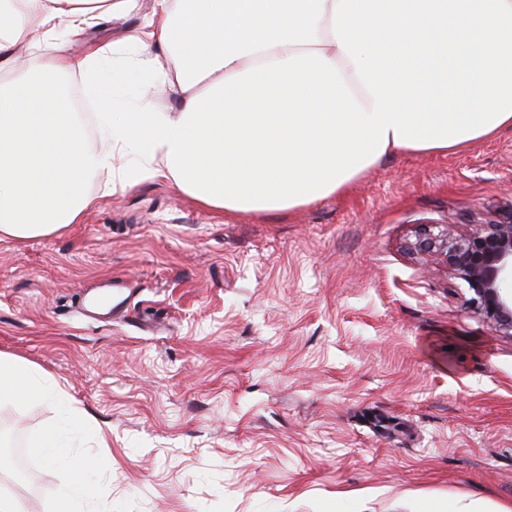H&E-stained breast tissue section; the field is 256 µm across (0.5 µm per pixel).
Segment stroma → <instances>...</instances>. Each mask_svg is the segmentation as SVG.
Instances as JSON below:
<instances>
[{"label":"stroma","mask_w":512,"mask_h":512,"mask_svg":"<svg viewBox=\"0 0 512 512\" xmlns=\"http://www.w3.org/2000/svg\"><path fill=\"white\" fill-rule=\"evenodd\" d=\"M153 0L103 18L111 48ZM78 223L0 237V353L60 403L0 406V495L60 512L72 441L101 491L87 512H512V338L464 283L412 255L425 226L512 217V127L460 151L394 152L341 194L227 217L158 178ZM82 417L78 411L69 413L68 431L61 433L49 429L34 436L30 441V448H37L41 456L50 464L63 468L66 512H83L81 504L98 493V488L86 482L81 474V464L78 457L73 454L70 436L80 431Z\"/></svg>","instance_id":"35a3bbf8"}]
</instances>
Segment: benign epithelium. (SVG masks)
<instances>
[{
  "mask_svg": "<svg viewBox=\"0 0 512 512\" xmlns=\"http://www.w3.org/2000/svg\"><path fill=\"white\" fill-rule=\"evenodd\" d=\"M418 255L440 258L456 278L466 283L478 315L506 336L512 335V220L481 224L472 233L448 227H425L410 244Z\"/></svg>",
  "mask_w": 512,
  "mask_h": 512,
  "instance_id": "1",
  "label": "benign epithelium"
}]
</instances>
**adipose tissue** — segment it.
<instances>
[{
  "mask_svg": "<svg viewBox=\"0 0 512 512\" xmlns=\"http://www.w3.org/2000/svg\"><path fill=\"white\" fill-rule=\"evenodd\" d=\"M135 6L0 0L1 237L77 223L97 202L83 184L103 169L115 190L163 177L211 210L280 212L343 191L392 152L457 151L512 126V0H154L126 54L66 53L63 37ZM20 44L38 60L16 81ZM117 65L151 79L131 111L98 113L104 143L87 147L57 77L96 86ZM161 91L176 110H159ZM58 395L0 354V405ZM81 427L75 411L67 432L30 441L63 469L65 512L98 492L71 448Z\"/></svg>",
  "mask_w": 512,
  "mask_h": 512,
  "instance_id": "obj_1",
  "label": "adipose tissue"
}]
</instances>
